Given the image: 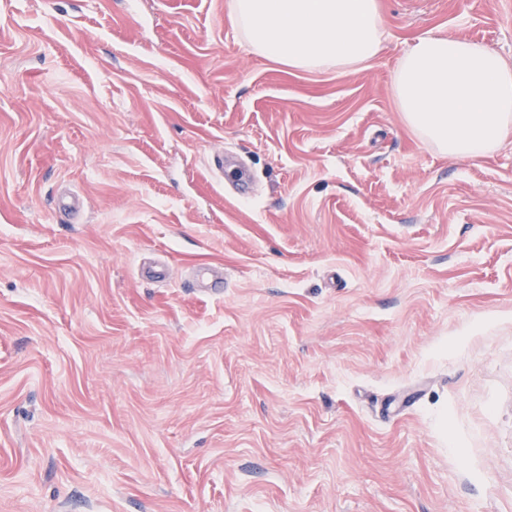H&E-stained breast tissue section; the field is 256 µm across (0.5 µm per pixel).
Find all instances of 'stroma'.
Listing matches in <instances>:
<instances>
[{
	"mask_svg": "<svg viewBox=\"0 0 512 512\" xmlns=\"http://www.w3.org/2000/svg\"><path fill=\"white\" fill-rule=\"evenodd\" d=\"M231 2L0 0V512H512V139L392 94L428 33L512 60V0H381L350 74Z\"/></svg>",
	"mask_w": 512,
	"mask_h": 512,
	"instance_id": "35a3bbf8",
	"label": "stroma"
}]
</instances>
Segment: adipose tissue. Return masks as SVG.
<instances>
[{"label": "adipose tissue", "mask_w": 512, "mask_h": 512, "mask_svg": "<svg viewBox=\"0 0 512 512\" xmlns=\"http://www.w3.org/2000/svg\"><path fill=\"white\" fill-rule=\"evenodd\" d=\"M232 15L254 53L293 69L354 73L387 42L379 0H233ZM392 91L407 126L450 156L481 158L512 137V63L484 44L417 38Z\"/></svg>", "instance_id": "1"}]
</instances>
